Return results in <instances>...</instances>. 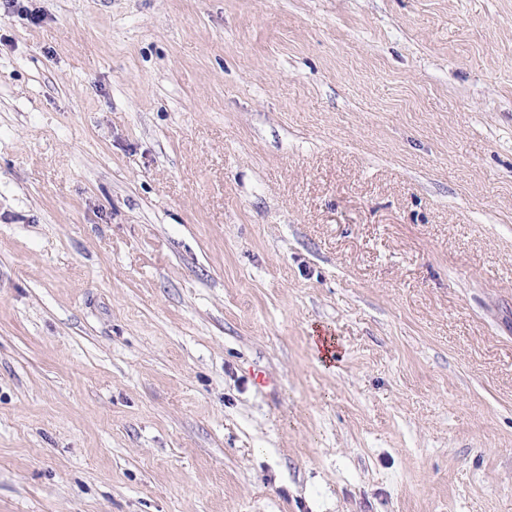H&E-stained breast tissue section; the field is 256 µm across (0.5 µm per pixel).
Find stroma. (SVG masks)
<instances>
[{"mask_svg":"<svg viewBox=\"0 0 512 512\" xmlns=\"http://www.w3.org/2000/svg\"><path fill=\"white\" fill-rule=\"evenodd\" d=\"M0 512H512V0H0Z\"/></svg>","mask_w":512,"mask_h":512,"instance_id":"1","label":"stroma"}]
</instances>
